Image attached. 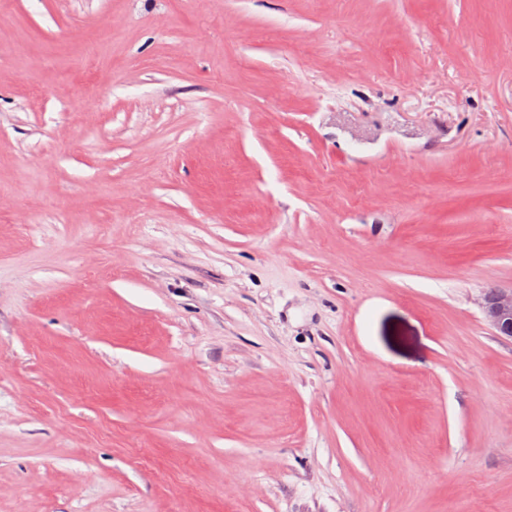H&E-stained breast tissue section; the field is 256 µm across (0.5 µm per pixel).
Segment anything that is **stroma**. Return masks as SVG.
Here are the masks:
<instances>
[{
	"label": "stroma",
	"instance_id": "obj_1",
	"mask_svg": "<svg viewBox=\"0 0 512 512\" xmlns=\"http://www.w3.org/2000/svg\"><path fill=\"white\" fill-rule=\"evenodd\" d=\"M493 286L512 0H0V512H512Z\"/></svg>",
	"mask_w": 512,
	"mask_h": 512
}]
</instances>
